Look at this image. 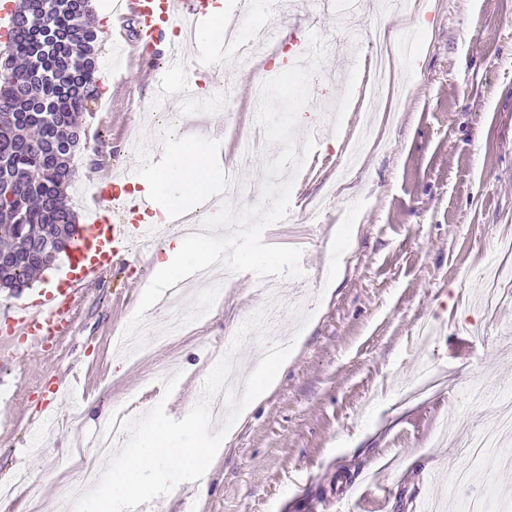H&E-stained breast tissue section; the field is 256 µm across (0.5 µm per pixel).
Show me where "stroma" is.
Wrapping results in <instances>:
<instances>
[{
    "mask_svg": "<svg viewBox=\"0 0 512 512\" xmlns=\"http://www.w3.org/2000/svg\"><path fill=\"white\" fill-rule=\"evenodd\" d=\"M248 24L286 29L287 54L276 61L263 51L239 70L223 45L200 43L199 53L238 84L237 109L225 111L213 78L199 74L198 101L174 110L183 131L222 145L224 161L241 172L236 207L255 204L256 178L279 149L256 123L253 87L264 71L293 67L307 52L302 34L317 27L330 48L297 129L330 134L296 174L287 217L262 234L265 244L300 248L304 275L236 274L205 307L187 300L184 332L158 345L128 330L164 315L142 311L140 284L155 256L136 252L128 266L84 285L67 336L41 349L0 346V487L15 488L6 512H59L53 487L71 478L63 461L93 455L100 422L128 393L139 394L134 415L161 403L182 419L194 382L274 287L285 292L279 328L296 339L287 367L227 432L205 478L207 496L183 482L140 512H415L424 495L443 494L444 474L467 466L458 437L492 425L493 395L512 387V281L497 311L482 301L497 246L512 240V0H421L410 62L372 119L378 142L315 215L310 206L356 120L350 100L368 75L365 62L343 55L344 23L322 0H294L272 15L251 0ZM100 40L99 90L108 103L90 101L79 119V175L126 166L130 139L162 148L181 140L142 115L152 100L142 72L174 80L172 44L128 71L117 92L110 26H101ZM238 130L251 139L249 155L235 142ZM171 372L181 378L167 397L162 382ZM474 384L489 390V401L470 400ZM49 405L57 425L44 429ZM21 472L30 480L18 487Z\"/></svg>",
    "mask_w": 512,
    "mask_h": 512,
    "instance_id": "35a3bbf8",
    "label": "stroma"
}]
</instances>
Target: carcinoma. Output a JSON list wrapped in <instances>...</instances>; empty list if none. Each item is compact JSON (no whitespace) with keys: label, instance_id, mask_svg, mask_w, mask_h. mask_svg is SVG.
<instances>
[{"label":"carcinoma","instance_id":"carcinoma-1","mask_svg":"<svg viewBox=\"0 0 512 512\" xmlns=\"http://www.w3.org/2000/svg\"><path fill=\"white\" fill-rule=\"evenodd\" d=\"M90 0H21L0 65V288L28 289L70 244L77 115L97 96Z\"/></svg>","mask_w":512,"mask_h":512}]
</instances>
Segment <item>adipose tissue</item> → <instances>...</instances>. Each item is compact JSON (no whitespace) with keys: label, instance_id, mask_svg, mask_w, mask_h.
Here are the masks:
<instances>
[{"label":"adipose tissue","instance_id":"ef3b65f1","mask_svg":"<svg viewBox=\"0 0 512 512\" xmlns=\"http://www.w3.org/2000/svg\"><path fill=\"white\" fill-rule=\"evenodd\" d=\"M222 175V169L213 164L208 149L187 139L180 144L166 169L150 174L147 183L165 208L176 209L210 202L211 186ZM209 264L207 242L182 237L166 245L155 260L153 277L141 285L144 309L153 310L163 285L183 277L186 270Z\"/></svg>","mask_w":512,"mask_h":512}]
</instances>
